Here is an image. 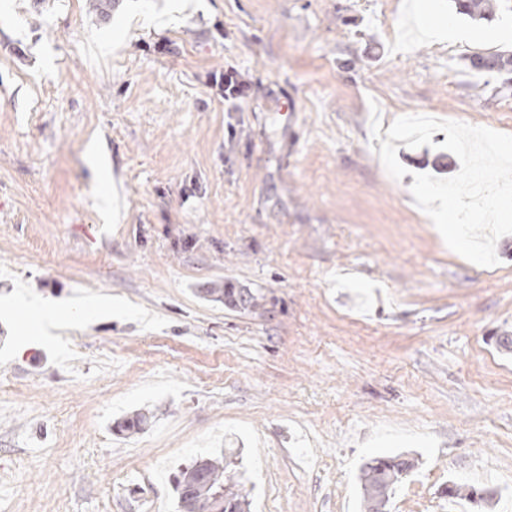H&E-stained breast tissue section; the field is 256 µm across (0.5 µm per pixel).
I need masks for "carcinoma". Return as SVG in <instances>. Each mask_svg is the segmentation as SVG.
Here are the masks:
<instances>
[{
  "label": "carcinoma",
  "mask_w": 512,
  "mask_h": 512,
  "mask_svg": "<svg viewBox=\"0 0 512 512\" xmlns=\"http://www.w3.org/2000/svg\"><path fill=\"white\" fill-rule=\"evenodd\" d=\"M458 13L473 20L489 21L496 16L497 0H453ZM468 67L483 72L496 69L498 75L512 74V53L494 51L475 53L468 57ZM208 294H218L224 303L243 309L258 305L251 292L233 288H211ZM150 415L139 412L125 419L120 428L135 432L145 429ZM415 466L414 460L401 455H379L370 459L361 471L363 512H387L390 495L403 475ZM179 512H246L248 492L232 462L200 459L180 469L173 476Z\"/></svg>",
  "instance_id": "carcinoma-1"
}]
</instances>
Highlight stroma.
I'll return each mask as SVG.
<instances>
[{
    "label": "stroma",
    "instance_id": "stroma-1",
    "mask_svg": "<svg viewBox=\"0 0 512 512\" xmlns=\"http://www.w3.org/2000/svg\"><path fill=\"white\" fill-rule=\"evenodd\" d=\"M432 5L456 37L420 0H0V512H177L174 473L227 448L249 512H361L399 454L388 512H448L452 481L512 512V235L477 266L415 205L445 133L399 180L371 147L373 101L512 134L466 65L512 11ZM23 288L73 322L36 334ZM459 14L473 20L491 21L496 16L497 0H453ZM219 87L224 93V103L234 105L236 101L245 98L248 82L241 79V75L231 67L224 72V79L220 77ZM210 295L218 294L224 298V303L232 307L243 309L253 308L258 305V297L251 292L237 291L233 288H213ZM415 466L413 459L402 455H379L370 459L361 471L364 512H387L394 486Z\"/></svg>",
    "mask_w": 512,
    "mask_h": 512
}]
</instances>
